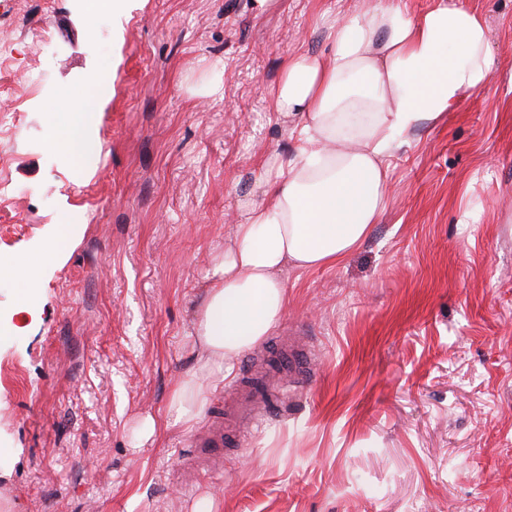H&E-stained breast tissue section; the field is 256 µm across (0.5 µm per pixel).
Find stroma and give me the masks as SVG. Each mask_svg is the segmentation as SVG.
I'll list each match as a JSON object with an SVG mask.
<instances>
[{
  "label": "stroma",
  "instance_id": "obj_1",
  "mask_svg": "<svg viewBox=\"0 0 512 512\" xmlns=\"http://www.w3.org/2000/svg\"><path fill=\"white\" fill-rule=\"evenodd\" d=\"M497 77L393 157L386 210L342 263L284 278L300 386L203 472L162 419L195 365L208 256L287 156L269 88L352 0H0V512H512V0H460ZM111 81L99 86L100 73ZM94 112L97 154L50 133ZM50 253L35 296L9 268Z\"/></svg>",
  "mask_w": 512,
  "mask_h": 512
}]
</instances>
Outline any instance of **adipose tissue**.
Here are the masks:
<instances>
[{
  "label": "adipose tissue",
  "instance_id": "1",
  "mask_svg": "<svg viewBox=\"0 0 512 512\" xmlns=\"http://www.w3.org/2000/svg\"><path fill=\"white\" fill-rule=\"evenodd\" d=\"M328 47L288 54L269 94L292 118V156L260 165L257 197L208 264L193 323L196 365L180 379L166 428L198 423L233 361L281 320L287 270L341 262L385 208L389 168L414 131L434 125L493 81L497 65L484 19L458 0L415 15L405 0H368L329 17ZM55 138L82 153L97 144L83 113L63 109Z\"/></svg>",
  "mask_w": 512,
  "mask_h": 512
}]
</instances>
